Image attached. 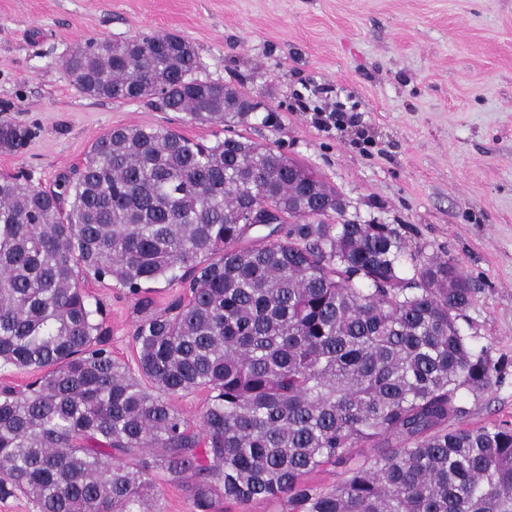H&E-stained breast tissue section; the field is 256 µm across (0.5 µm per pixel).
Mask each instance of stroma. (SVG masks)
I'll list each match as a JSON object with an SVG mask.
<instances>
[{
    "instance_id": "35a3bbf8",
    "label": "stroma",
    "mask_w": 512,
    "mask_h": 512,
    "mask_svg": "<svg viewBox=\"0 0 512 512\" xmlns=\"http://www.w3.org/2000/svg\"><path fill=\"white\" fill-rule=\"evenodd\" d=\"M153 32L185 37L199 78L257 100L235 132L315 171L346 219L459 263L475 288L472 340L498 367L491 388L463 394V422L512 426V0H0V116L36 132L23 152L0 151V173L52 187L119 126L213 140L214 125L71 84L77 44ZM335 109L346 118L316 124ZM84 287L114 358L132 362L133 299Z\"/></svg>"
}]
</instances>
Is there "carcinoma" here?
<instances>
[{"mask_svg":"<svg viewBox=\"0 0 512 512\" xmlns=\"http://www.w3.org/2000/svg\"><path fill=\"white\" fill-rule=\"evenodd\" d=\"M65 68L85 96L155 98L229 135L116 127L50 191L0 174V368L38 373L0 393V494L158 512L161 473L199 512H512V429L458 423L459 393L497 370L460 323L474 288L455 260L414 256L405 277L400 231L345 219L308 167L233 131L259 103L199 78L180 35L92 40ZM32 137L0 120V149ZM269 209L294 224L248 239ZM86 278L135 300L143 381L112 358ZM161 280L187 300L154 310ZM201 389L195 425L172 398ZM353 448L378 453L351 466ZM328 463L339 484L306 482ZM210 512H286V504L280 501H255L243 505L219 500Z\"/></svg>","mask_w":512,"mask_h":512,"instance_id":"obj_1","label":"carcinoma"}]
</instances>
